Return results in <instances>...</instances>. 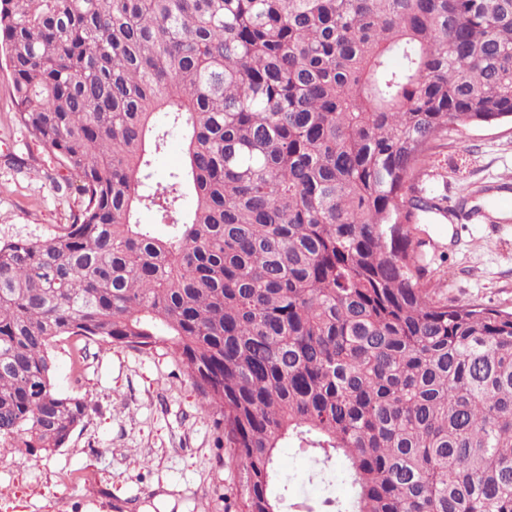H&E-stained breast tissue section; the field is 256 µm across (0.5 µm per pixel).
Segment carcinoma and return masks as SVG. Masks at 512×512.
Segmentation results:
<instances>
[{"label": "carcinoma", "instance_id": "obj_1", "mask_svg": "<svg viewBox=\"0 0 512 512\" xmlns=\"http://www.w3.org/2000/svg\"><path fill=\"white\" fill-rule=\"evenodd\" d=\"M0 55L84 198L0 242L1 448L89 415L78 337L184 365L240 512H283L287 442L352 490L306 512H512V313L435 300L405 230L431 143L512 119V0H0ZM183 164V139L177 131H173L169 137L167 148L164 152L154 156L152 172L154 182L165 184L169 174Z\"/></svg>", "mask_w": 512, "mask_h": 512}]
</instances>
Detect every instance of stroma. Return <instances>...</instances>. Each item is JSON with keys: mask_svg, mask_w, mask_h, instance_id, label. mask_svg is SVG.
I'll return each instance as SVG.
<instances>
[{"mask_svg": "<svg viewBox=\"0 0 512 512\" xmlns=\"http://www.w3.org/2000/svg\"><path fill=\"white\" fill-rule=\"evenodd\" d=\"M0 69V240L45 239L72 223L83 198L77 175L15 118ZM512 173V123L449 132L416 178L438 208L411 230L436 299L512 312V211L495 224H461L454 208L485 207L472 188ZM84 362L74 367L76 350ZM51 353L55 387L89 395L92 409L50 455L0 451V512H237L239 465L217 447L192 379L166 351L148 353L62 337ZM289 501L348 493L312 477L310 457L279 449Z\"/></svg>", "mask_w": 512, "mask_h": 512, "instance_id": "obj_1", "label": "stroma"}]
</instances>
